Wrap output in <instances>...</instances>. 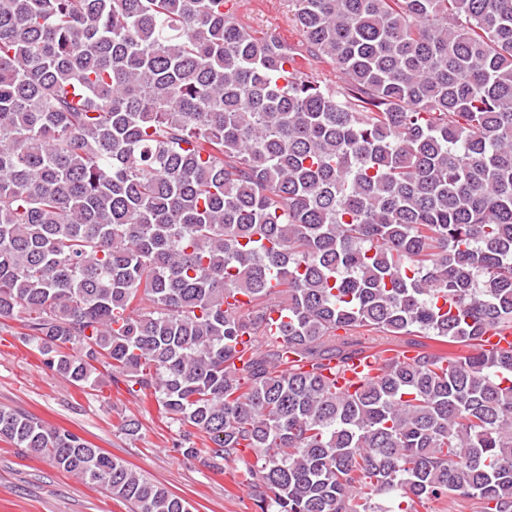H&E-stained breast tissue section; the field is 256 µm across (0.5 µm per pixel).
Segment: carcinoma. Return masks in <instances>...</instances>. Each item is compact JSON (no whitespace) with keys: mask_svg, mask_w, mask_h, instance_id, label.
<instances>
[{"mask_svg":"<svg viewBox=\"0 0 512 512\" xmlns=\"http://www.w3.org/2000/svg\"><path fill=\"white\" fill-rule=\"evenodd\" d=\"M228 3L0 0V318L257 512H512V347L479 346L512 328V0H291L297 43ZM0 438L190 512L33 414ZM373 365L374 362L371 357L349 362L348 367H346V370L341 373V377L338 379L339 385L352 391L354 387L360 384V379L364 376L365 370L372 368ZM474 501L461 499L453 495L441 498L428 504L421 512H478Z\"/></svg>","mask_w":512,"mask_h":512,"instance_id":"1","label":"carcinoma"}]
</instances>
